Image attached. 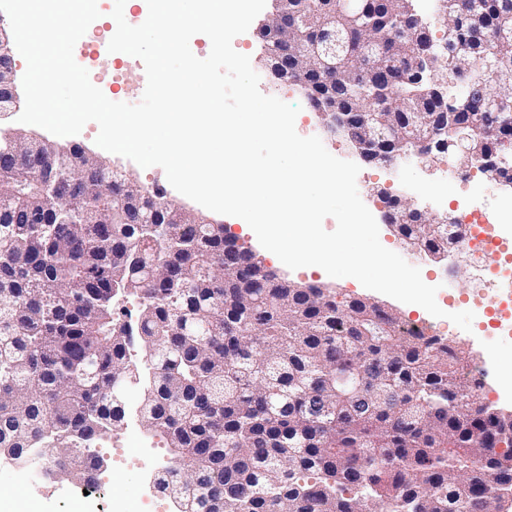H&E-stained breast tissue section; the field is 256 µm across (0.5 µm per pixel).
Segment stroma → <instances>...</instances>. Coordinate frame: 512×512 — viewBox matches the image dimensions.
<instances>
[{
  "instance_id": "stroma-1",
  "label": "stroma",
  "mask_w": 512,
  "mask_h": 512,
  "mask_svg": "<svg viewBox=\"0 0 512 512\" xmlns=\"http://www.w3.org/2000/svg\"><path fill=\"white\" fill-rule=\"evenodd\" d=\"M237 52L248 55L253 69L260 76L262 93L288 100L300 105L301 111L295 122L299 135L318 136L326 149L335 157L359 162L351 143L343 135L329 134L324 128L322 116L313 110L305 95L293 86L277 84L265 67L266 50L264 42L258 36L257 26H250L248 31L238 35L234 41ZM99 133L96 123H87L82 131L74 136L61 138L64 146L77 144L91 153L100 154L102 159L114 170L136 180L141 185L151 188L161 186L167 200L178 206L196 209V202L178 193L168 182L161 167L141 168L133 161L109 152L100 151L95 143ZM360 164L361 176L357 180L359 195L379 223V238L384 247L402 254L405 260L418 267L423 279H434L441 271V264L406 252L391 226L384 221L386 208L377 195V190L397 191L399 182H407L414 187L410 198L419 208L429 209L432 214H441V205L456 195L454 184L439 177L437 166L427 168L402 167L396 177H389L383 165ZM264 263L281 277L292 282L313 284L336 294L337 298H370L386 307L392 308L405 319H428L426 310H409L399 301L381 293L366 289L351 278H333L325 271L315 267L297 270L287 268L272 256L264 254ZM444 337L459 345L469 348L476 363L486 364L488 371L482 378L483 388L479 394L481 401L491 407L505 412H512V334L497 332L485 335L480 324H473L471 331H463L457 326L444 330ZM151 459H142L138 468L115 471L111 480L97 486L91 495H82L78 484L69 481H33L17 466L0 461V491L9 490L25 500H41L49 504V512H70L73 502L82 500L88 504L90 512H148L147 475L154 469Z\"/></svg>"
}]
</instances>
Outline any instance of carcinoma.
Returning a JSON list of instances; mask_svg holds the SVG:
<instances>
[{
    "label": "carcinoma",
    "instance_id": "carcinoma-1",
    "mask_svg": "<svg viewBox=\"0 0 512 512\" xmlns=\"http://www.w3.org/2000/svg\"><path fill=\"white\" fill-rule=\"evenodd\" d=\"M442 51L426 62L413 39L432 28L415 0H362L357 13L326 0H282L336 57L319 72L322 42L297 57L284 84L308 99L336 89V111L379 112L390 123L413 112L369 162L448 159L464 126V168L486 180L493 152L512 156V0H437ZM490 43L474 39L478 28ZM374 51L362 75L361 42ZM487 71L490 84L461 74ZM447 85L434 97L436 81ZM433 133L443 148L427 154ZM63 148L21 135L0 138V450L21 460L41 446L59 477L90 484L93 447L125 417L128 386L148 382L141 422L172 451L158 490L178 512H504L512 495V413L477 400L460 379L471 356L441 336L400 333L401 319L375 301L337 299L281 279L251 249L211 224L116 174L140 207L112 223V186L70 168L74 193L52 197L51 165ZM386 216L408 249L436 253L460 243L459 226L386 191ZM138 301L123 320L119 301ZM143 363L130 358L134 338Z\"/></svg>",
    "mask_w": 512,
    "mask_h": 512
}]
</instances>
